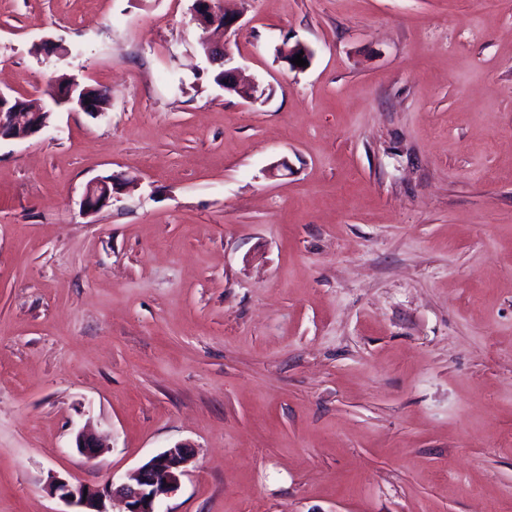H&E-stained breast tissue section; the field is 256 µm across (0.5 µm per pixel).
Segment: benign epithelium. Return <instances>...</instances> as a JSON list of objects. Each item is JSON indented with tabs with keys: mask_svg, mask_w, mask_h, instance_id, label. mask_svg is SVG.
Returning a JSON list of instances; mask_svg holds the SVG:
<instances>
[{
	"mask_svg": "<svg viewBox=\"0 0 512 512\" xmlns=\"http://www.w3.org/2000/svg\"><path fill=\"white\" fill-rule=\"evenodd\" d=\"M194 19L204 30L220 28L231 31L238 17L226 12L220 0H194ZM282 59L295 69V55L310 60L311 51L303 43L279 48ZM205 56L213 64L224 68V91L238 95L244 100L258 99V85L243 84L238 79V69L232 66L233 57L227 45L215 46L206 42ZM80 81L72 78L68 93L54 94L51 100L56 106L69 105L76 111L89 109L84 92L79 90ZM50 122L41 118V113L31 107L29 101L0 91V140H22L41 133ZM129 184L124 176L110 175L97 177L85 186L80 200V210L86 214L95 213L120 198ZM102 444L94 436L79 433L76 448L89 457L99 452ZM194 453L189 445H180L152 457L131 476L130 480L115 483L109 480L102 485L73 484L59 476H51L49 490L74 512H107L105 502L118 498L125 506V512H158L162 498L177 491L181 478L188 472Z\"/></svg>",
	"mask_w": 512,
	"mask_h": 512,
	"instance_id": "obj_1",
	"label": "benign epithelium"
}]
</instances>
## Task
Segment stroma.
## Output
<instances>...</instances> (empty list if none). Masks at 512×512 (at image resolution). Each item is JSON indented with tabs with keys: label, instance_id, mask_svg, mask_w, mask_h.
<instances>
[{
	"label": "stroma",
	"instance_id": "35a3bbf8",
	"mask_svg": "<svg viewBox=\"0 0 512 512\" xmlns=\"http://www.w3.org/2000/svg\"><path fill=\"white\" fill-rule=\"evenodd\" d=\"M224 5L253 103L193 0H0V91L110 97L0 142V512L180 443L160 512H512V0ZM206 43L205 56L212 64L221 65L224 68V92L238 95L244 100L255 101L258 99V84H242L238 79V68L232 67L233 57L231 56L227 43L215 46L208 42L204 37L199 39V44ZM55 81L59 84V89L62 92L64 88H66V84L69 82V75L67 74H61L56 77ZM81 83L76 77L73 76L72 83L67 87L68 93L66 95L60 96L58 94V90L54 93L53 96H49L54 105L60 106V105H69L71 106L72 110L76 111H84V110H91L89 107V104H86V98L84 97L85 91H80ZM129 179L124 176L110 175L109 177H97L85 186L80 200V210L91 214L113 203L120 198L129 184Z\"/></svg>",
	"mask_w": 512,
	"mask_h": 512
}]
</instances>
